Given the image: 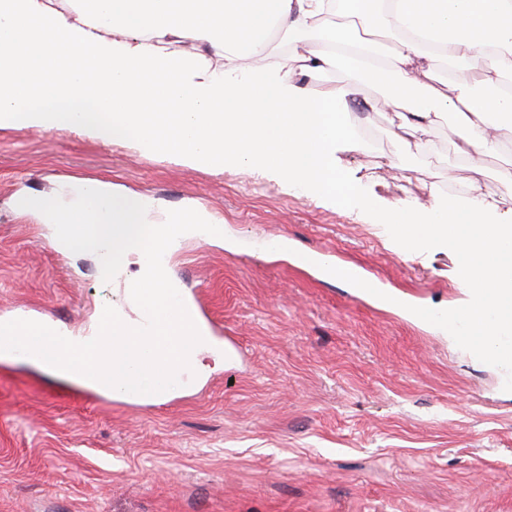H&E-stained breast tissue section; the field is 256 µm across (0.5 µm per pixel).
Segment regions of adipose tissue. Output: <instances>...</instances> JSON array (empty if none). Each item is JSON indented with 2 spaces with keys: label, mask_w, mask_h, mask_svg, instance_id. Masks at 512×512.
I'll list each match as a JSON object with an SVG mask.
<instances>
[{
  "label": "adipose tissue",
  "mask_w": 512,
  "mask_h": 512,
  "mask_svg": "<svg viewBox=\"0 0 512 512\" xmlns=\"http://www.w3.org/2000/svg\"><path fill=\"white\" fill-rule=\"evenodd\" d=\"M324 4L71 0L62 10L55 0H0V129L129 139L190 167L267 170L345 201L352 184L336 153L358 145L347 112L355 88L313 97L295 78L340 63L353 78L387 85L393 134L420 158L454 115L459 157L482 177L478 155L499 148L512 128V94L499 92L512 75V0H346L348 21L333 24ZM325 25L328 40L310 47L308 32ZM277 32L288 34L294 66L239 67L240 57H264ZM184 39L223 56V69L174 54ZM440 62L476 83L438 87ZM389 221L406 251L454 252L463 283L484 291L460 316L482 351L492 350L500 324L512 322V210L451 196L428 209L399 207Z\"/></svg>",
  "instance_id": "ef3b65f1"
}]
</instances>
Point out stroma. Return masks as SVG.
<instances>
[{
  "mask_svg": "<svg viewBox=\"0 0 512 512\" xmlns=\"http://www.w3.org/2000/svg\"><path fill=\"white\" fill-rule=\"evenodd\" d=\"M385 92L361 80L350 104L369 135L336 153L353 184L345 204L128 140L0 129V318L36 314L78 334L108 305L138 316L125 288L140 255L104 281L96 258L57 251L53 225L17 213L22 195L107 178L168 209L202 207L225 228L166 258L213 328L166 403L134 406L0 354V512H512V369L437 321L471 300L453 254L405 255L386 222L397 206L468 194L470 172L447 119L428 160L406 151ZM482 163L481 195L512 208L500 180L512 130ZM316 253L354 278L300 263Z\"/></svg>",
  "mask_w": 512,
  "mask_h": 512,
  "instance_id": "obj_1",
  "label": "stroma"
}]
</instances>
